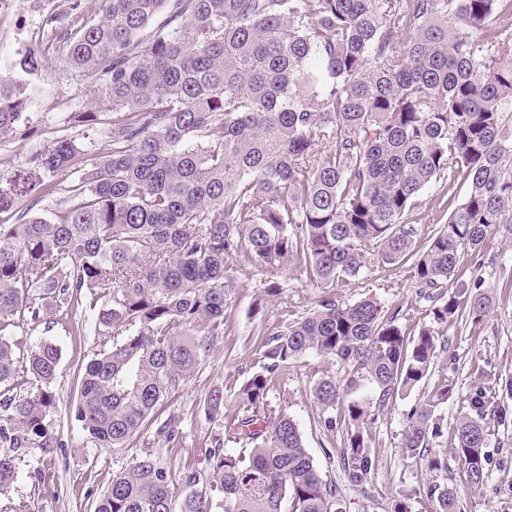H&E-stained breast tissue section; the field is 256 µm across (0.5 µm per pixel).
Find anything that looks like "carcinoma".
Returning <instances> with one entry per match:
<instances>
[{"mask_svg": "<svg viewBox=\"0 0 512 512\" xmlns=\"http://www.w3.org/2000/svg\"><path fill=\"white\" fill-rule=\"evenodd\" d=\"M102 15L80 21L82 0L46 16L55 50L102 82L91 108L70 119L92 129L120 112L89 165L74 139L30 155L40 178L29 203L0 193V494L22 479L28 454L59 447L53 391L61 359L48 340L29 345L5 330L48 325L81 332L94 321L100 349L84 366L74 420L100 448L121 449L154 427L167 446L182 419L159 407L183 388L224 337L232 257L267 269L264 295L288 263L320 295L306 315L265 338L259 370L235 391L236 414L204 449L213 475L174 473L153 454L112 476L95 512H343L296 421L268 412L275 381L306 354L333 358L342 380L313 384L318 423L341 430L347 480L360 486L375 465L368 421L425 381L451 324L491 310L477 281L459 273L477 251L512 227V0H101ZM40 47L16 63H44ZM41 89L0 76V137L20 131ZM65 169L79 176L61 187ZM462 183L447 227L425 251L405 222L423 190ZM56 193L66 206L41 211ZM7 218H2V215ZM373 251L386 264L411 261L416 298L429 323L409 335L402 307L350 303L338 284L357 278ZM453 291H448L449 284ZM373 395L348 399L364 384ZM448 379L406 413L403 454L448 470L431 441L450 435L471 488L487 478V401L453 430L435 414ZM205 416L224 419V388L209 391ZM235 447L229 448L227 444ZM184 494H175V486ZM436 501L457 512V494L430 484L397 498Z\"/></svg>", "mask_w": 512, "mask_h": 512, "instance_id": "obj_1", "label": "carcinoma"}]
</instances>
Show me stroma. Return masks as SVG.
Segmentation results:
<instances>
[{"mask_svg":"<svg viewBox=\"0 0 512 512\" xmlns=\"http://www.w3.org/2000/svg\"><path fill=\"white\" fill-rule=\"evenodd\" d=\"M62 3L63 0H40L33 6L25 2L18 10L0 12V73L15 74L16 62L44 34L43 14ZM33 80L42 87L43 94L27 113L29 137L0 139V190L8 192L19 208L29 201L30 154L60 138L75 139L88 154H97L102 135L108 134L118 119L116 113H101V129L96 135L69 123L70 113L90 106L98 76L66 66L56 52H47L46 64L34 74ZM450 197L463 202L465 187L452 192L439 182L423 191L421 207L409 217L417 231L418 247H425L434 231L443 226L448 217L443 204ZM463 270L466 277L479 281L482 291L492 297L493 308L480 322L463 328L449 327L448 351L439 356L428 380L369 425L368 432L379 445L376 466L363 487L351 486L339 463H327L324 450L331 437L315 423L319 408L313 397V383L326 373L343 377L342 366L332 359L305 355L270 395L273 412L287 413L296 421L322 479L336 484L345 512H393L400 489L432 483L445 484L457 491L459 512H512V397L501 391L503 382L512 381V233L503 230L490 235L481 251L465 255ZM265 278V272L258 268L249 277H237L234 306L227 313L223 342L183 389L163 403L162 414L175 413L183 418L181 442L172 447L158 444L153 448L172 471L187 465L210 471L204 450L220 427L204 416L202 403L206 394L216 386H239L257 368L264 339L315 305L318 290L297 266L284 268L278 276L280 293L267 301L260 298ZM338 292L350 302L370 300L401 306L406 325L412 331L427 321L425 307L416 302L405 267L382 264L373 254L367 256L354 285L339 287ZM13 333L30 336L35 342L49 339L61 349L54 385L58 402L54 428L62 446L45 456L46 480L39 490H31L22 483L10 498L24 502L27 512H94L97 498L113 475L143 453V441L152 438L153 432L145 430L143 439L115 451L96 447L74 420L70 402L77 397L80 368L97 350V336H73L65 326L56 323L49 330L40 329L30 335L21 327L14 328ZM441 378L447 379L453 388L452 398L438 409L448 423H455L457 417L468 413L471 398L479 394L506 408L505 419L491 418L486 422L487 479L480 489L469 487L465 470L445 439H437L433 444L434 450L448 458V469L444 472L429 471L418 459L404 456L401 451L406 411Z\"/></svg>","mask_w":512,"mask_h":512,"instance_id":"stroma-1","label":"stroma"}]
</instances>
